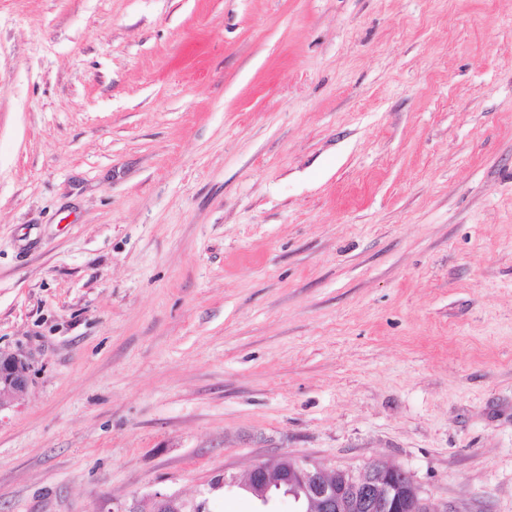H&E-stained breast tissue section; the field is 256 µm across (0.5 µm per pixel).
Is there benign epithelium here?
Returning a JSON list of instances; mask_svg holds the SVG:
<instances>
[{
	"label": "benign epithelium",
	"instance_id": "obj_1",
	"mask_svg": "<svg viewBox=\"0 0 512 512\" xmlns=\"http://www.w3.org/2000/svg\"><path fill=\"white\" fill-rule=\"evenodd\" d=\"M0 410L28 388V362L19 352H1ZM244 487L266 506L278 492L293 498L299 512H434L419 496L409 474L377 463L357 470H327L319 463L288 454L253 467ZM154 512H188L177 495L158 494Z\"/></svg>",
	"mask_w": 512,
	"mask_h": 512
}]
</instances>
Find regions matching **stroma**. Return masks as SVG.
Returning a JSON list of instances; mask_svg holds the SVG:
<instances>
[{"label": "stroma", "mask_w": 512, "mask_h": 512, "mask_svg": "<svg viewBox=\"0 0 512 512\" xmlns=\"http://www.w3.org/2000/svg\"><path fill=\"white\" fill-rule=\"evenodd\" d=\"M0 350V512H512V0H0ZM3 363H6L7 370L2 369ZM28 383V362L25 355L0 351V410L23 395L27 391ZM243 486L264 506L283 491L301 509L296 512H435L409 474L387 463L327 470L282 454L253 467Z\"/></svg>", "instance_id": "35a3bbf8"}]
</instances>
